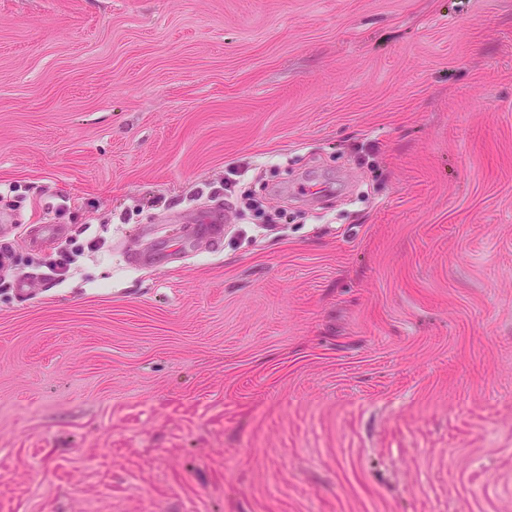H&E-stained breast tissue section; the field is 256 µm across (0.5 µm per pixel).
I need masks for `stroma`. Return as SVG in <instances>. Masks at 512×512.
Wrapping results in <instances>:
<instances>
[{"label": "stroma", "mask_w": 512, "mask_h": 512, "mask_svg": "<svg viewBox=\"0 0 512 512\" xmlns=\"http://www.w3.org/2000/svg\"><path fill=\"white\" fill-rule=\"evenodd\" d=\"M1 215L0 512H512V0H0Z\"/></svg>", "instance_id": "1"}]
</instances>
